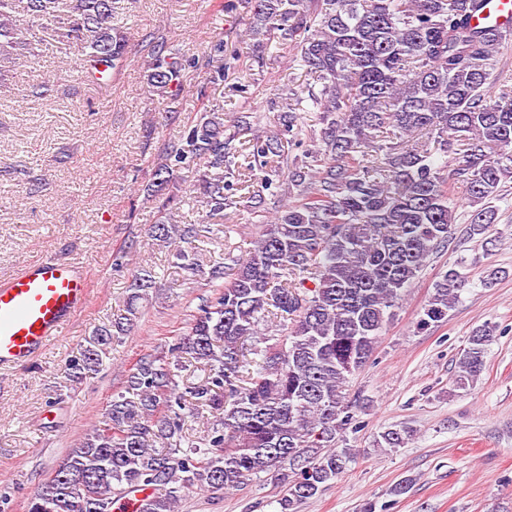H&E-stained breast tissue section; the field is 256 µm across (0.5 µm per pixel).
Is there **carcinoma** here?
I'll list each match as a JSON object with an SVG mask.
<instances>
[{
  "label": "carcinoma",
  "instance_id": "cac0c4a2",
  "mask_svg": "<svg viewBox=\"0 0 512 512\" xmlns=\"http://www.w3.org/2000/svg\"><path fill=\"white\" fill-rule=\"evenodd\" d=\"M248 35L263 52L299 41L294 62L321 82L319 91L288 89L281 128L235 146L252 113L224 123L220 106L204 109L176 140L164 144L152 197L158 201L155 239L172 247L188 277L205 276L212 296L199 305L171 357L147 354L112 395L101 420L37 488L27 512H112L142 487L151 495L136 512H174L180 492L197 486L213 494L237 490L260 473L284 487L278 512L299 505L336 481L353 460L338 446L367 402L347 393L369 362L400 302L431 257L452 239L455 186L480 205L470 233L492 232L495 211L484 202L512 179V85L488 96L499 49L512 28L472 24L484 0H248ZM117 0H0V64L35 55L54 33L65 54L82 56L75 80L111 82L129 58L128 40L113 25ZM206 68L197 94L224 82V34L206 47L205 64L162 40L153 46L147 83L174 101L186 71ZM314 111L317 149L288 160L303 135L298 112ZM435 136L440 153L416 139ZM385 134L389 145H378ZM464 141L456 167L443 161ZM260 187H296L264 225L248 252L206 260L200 242L223 247L224 210L263 204ZM193 181L201 224L172 223V203ZM159 272L133 275L125 313L95 329L69 360L79 381L100 371L112 343L139 319L138 302ZM468 283L462 263L440 273L417 321L423 329L448 317ZM276 332L245 354V342ZM496 327L470 332L452 380L465 389L483 372ZM188 357L205 377L179 389L174 369ZM215 415L206 433L184 431L186 418ZM408 427L387 429L380 448L403 447Z\"/></svg>",
  "mask_w": 512,
  "mask_h": 512
}]
</instances>
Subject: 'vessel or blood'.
<instances>
[{"instance_id":"b4317fda","label":"vessel or blood","mask_w":512,"mask_h":512,"mask_svg":"<svg viewBox=\"0 0 512 512\" xmlns=\"http://www.w3.org/2000/svg\"><path fill=\"white\" fill-rule=\"evenodd\" d=\"M478 25L512 24V0H488ZM90 281L78 264L47 256L0 281V367L42 353L88 306Z\"/></svg>"}]
</instances>
